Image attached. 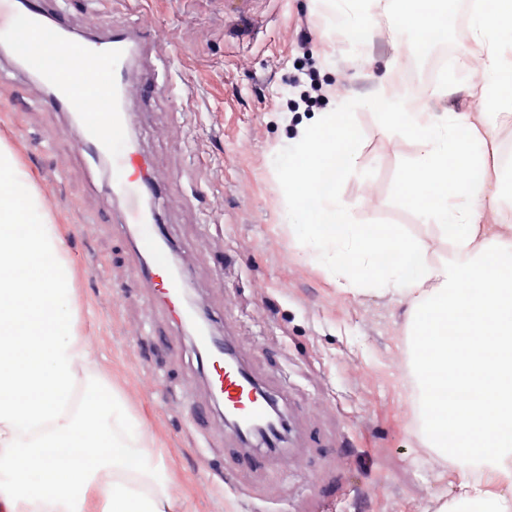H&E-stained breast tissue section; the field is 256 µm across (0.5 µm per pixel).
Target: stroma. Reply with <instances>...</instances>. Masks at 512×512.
I'll return each mask as SVG.
<instances>
[{"mask_svg":"<svg viewBox=\"0 0 512 512\" xmlns=\"http://www.w3.org/2000/svg\"><path fill=\"white\" fill-rule=\"evenodd\" d=\"M72 30L90 18L149 19L164 48L159 80L128 104L130 130L153 169L170 180L154 200L215 332L244 337L245 360L276 394L290 430L258 468L240 464L232 432L200 392L190 336L156 307L113 233L112 167L71 126L68 112L38 98L32 75L0 58V142L12 150L64 242L70 300L94 364L81 386L103 385L128 416L120 445L148 438L168 477L173 512H435L459 475L429 460L407 372V308L380 294L341 292L310 257L311 243L284 225L277 161L300 129L342 99L353 115L360 170L340 185L363 224H400L432 252L443 244L423 205L402 199L416 146L383 128L371 100L400 81L410 45L385 32L364 51L325 37L327 0H252L250 32L225 0H38ZM328 97L308 107L310 82Z\"/></svg>","mask_w":512,"mask_h":512,"instance_id":"obj_1","label":"stroma"}]
</instances>
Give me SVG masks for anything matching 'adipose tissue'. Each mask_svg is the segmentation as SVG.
Segmentation results:
<instances>
[{
  "label": "adipose tissue",
  "instance_id": "adipose-tissue-1",
  "mask_svg": "<svg viewBox=\"0 0 512 512\" xmlns=\"http://www.w3.org/2000/svg\"><path fill=\"white\" fill-rule=\"evenodd\" d=\"M391 4L335 0L336 26L348 39L370 34ZM469 31L482 62L475 113L449 108L444 83L414 95L385 82L377 91L381 124L417 144L405 185L445 187L424 216L446 256L396 225L359 223L339 194L359 168L357 100L305 126L278 169L289 229L312 238L316 258L334 256L339 289L386 293L408 309L422 444L460 471L438 512H512V187L488 169V149L512 120L502 88L512 75V0H482ZM489 214L495 224L485 223ZM70 293L50 215L0 143V512H169L150 445L136 456L116 446L112 428L126 415L111 392L70 407L91 365L76 309L60 308ZM447 383L473 401L448 402L437 391Z\"/></svg>",
  "mask_w": 512,
  "mask_h": 512
}]
</instances>
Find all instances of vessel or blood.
<instances>
[{"mask_svg": "<svg viewBox=\"0 0 512 512\" xmlns=\"http://www.w3.org/2000/svg\"><path fill=\"white\" fill-rule=\"evenodd\" d=\"M67 27L64 22L43 23L39 8L17 11L13 25L11 50L14 58L37 73L51 89L50 105L69 103L64 75L70 67L67 56L45 59L42 50L62 43ZM162 48L150 25L133 28L116 27L112 37L96 52L87 54V64L101 75L110 89L111 107L106 112L77 108L87 147L112 159V194L123 204V216L117 229L131 232L133 257L140 265L143 285L149 288L155 303L182 326L197 328L195 346L207 371L206 394L221 400L226 413L232 414L240 428L234 433L244 465L256 466L257 460L246 446L245 429L260 418L270 394L242 363L247 342L216 341L207 328L199 324L207 305L204 294H192L191 283L173 262V248L158 217L150 216L144 201L156 190L155 182L143 174L145 161L130 144L128 114L125 105L134 90L130 66L140 62L143 71H150L152 60L161 56Z\"/></svg>", "mask_w": 512, "mask_h": 512, "instance_id": "1", "label": "vessel or blood"}]
</instances>
